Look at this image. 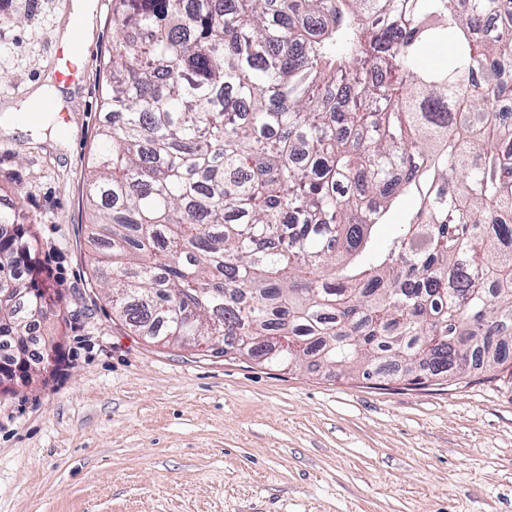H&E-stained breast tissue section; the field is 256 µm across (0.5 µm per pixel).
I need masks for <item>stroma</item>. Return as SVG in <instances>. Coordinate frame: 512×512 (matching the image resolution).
Wrapping results in <instances>:
<instances>
[{
  "instance_id": "1",
  "label": "stroma",
  "mask_w": 512,
  "mask_h": 512,
  "mask_svg": "<svg viewBox=\"0 0 512 512\" xmlns=\"http://www.w3.org/2000/svg\"><path fill=\"white\" fill-rule=\"evenodd\" d=\"M72 0H0V103L53 75ZM112 0H97L74 129L0 135V202L62 296L61 357L0 393V512H512V379L413 388L270 367L131 333L95 278L85 162L98 142ZM22 198H15L16 187Z\"/></svg>"
}]
</instances>
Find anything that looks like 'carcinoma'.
<instances>
[{
  "label": "carcinoma",
  "instance_id": "1",
  "mask_svg": "<svg viewBox=\"0 0 512 512\" xmlns=\"http://www.w3.org/2000/svg\"><path fill=\"white\" fill-rule=\"evenodd\" d=\"M112 23L86 199L122 324L379 383L512 371V0H114ZM37 251L1 207L0 380L36 342L59 360Z\"/></svg>",
  "mask_w": 512,
  "mask_h": 512
}]
</instances>
